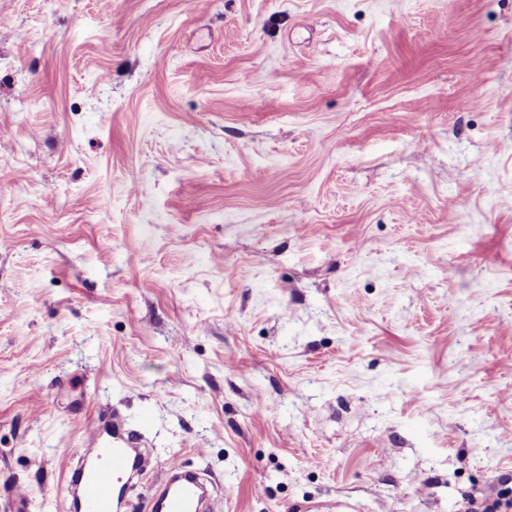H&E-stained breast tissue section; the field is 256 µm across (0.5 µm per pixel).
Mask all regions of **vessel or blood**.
I'll use <instances>...</instances> for the list:
<instances>
[{
    "label": "vessel or blood",
    "instance_id": "vessel-or-blood-1",
    "mask_svg": "<svg viewBox=\"0 0 512 512\" xmlns=\"http://www.w3.org/2000/svg\"><path fill=\"white\" fill-rule=\"evenodd\" d=\"M143 462L139 432L112 417L93 418L70 476L73 512H120L124 493L121 479L140 473ZM201 505L199 486L186 475L166 488L153 508L155 512H200Z\"/></svg>",
    "mask_w": 512,
    "mask_h": 512
}]
</instances>
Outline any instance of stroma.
I'll use <instances>...</instances> for the list:
<instances>
[{
	"mask_svg": "<svg viewBox=\"0 0 512 512\" xmlns=\"http://www.w3.org/2000/svg\"><path fill=\"white\" fill-rule=\"evenodd\" d=\"M107 411L123 512H501L512 0H0V512ZM175 486L164 490L161 497L153 504L152 510L161 512H197L200 511L202 498L196 480L184 475Z\"/></svg>",
	"mask_w": 512,
	"mask_h": 512,
	"instance_id": "stroma-1",
	"label": "stroma"
}]
</instances>
